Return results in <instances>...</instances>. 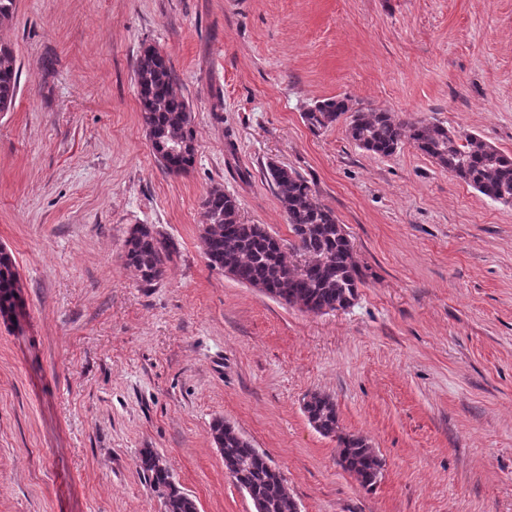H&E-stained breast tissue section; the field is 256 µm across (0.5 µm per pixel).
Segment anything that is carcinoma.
Segmentation results:
<instances>
[{"instance_id":"cac0c4a2","label":"carcinoma","mask_w":512,"mask_h":512,"mask_svg":"<svg viewBox=\"0 0 512 512\" xmlns=\"http://www.w3.org/2000/svg\"><path fill=\"white\" fill-rule=\"evenodd\" d=\"M134 80L146 133L168 145L196 139L190 104L178 91L170 60L158 47L142 48ZM19 87L20 67L13 51L0 46V103L12 107ZM346 113L350 114L348 136L362 150L389 156L407 142L485 198L512 206V157L482 136L427 120L400 122L389 112L354 108L348 99L337 97L316 102L302 112V119L311 132L319 133ZM155 157L170 174H181L194 163L190 151L171 157L157 153ZM267 176L287 216L294 237L293 254L300 256V261L290 259L264 225L243 223L237 198L216 186L203 201L201 241L210 265L233 269L236 281L268 291L290 307L312 313L347 309L364 283V273L343 225L294 169L271 162ZM172 255L171 242L152 225H133L124 241L125 264L134 269L145 287L163 278ZM18 279L15 261L0 249V309L13 305ZM303 412L319 434L336 439L341 468L363 489L372 490L382 474L383 461L366 438L343 431L333 398L311 393L304 399ZM210 432L215 445L223 448L224 468L231 472L233 482L250 492L262 512H295L296 500L284 478L247 438L222 418L212 422ZM138 466L162 499L164 512H197L195 501L173 481L157 453L144 450Z\"/></svg>"}]
</instances>
